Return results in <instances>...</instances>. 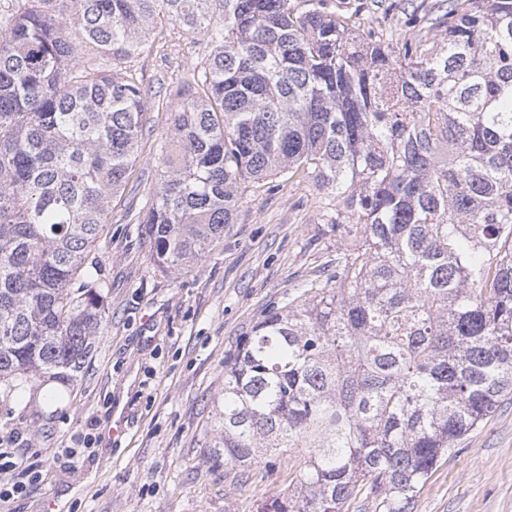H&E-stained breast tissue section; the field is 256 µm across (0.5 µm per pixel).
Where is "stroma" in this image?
Listing matches in <instances>:
<instances>
[{"mask_svg": "<svg viewBox=\"0 0 512 512\" xmlns=\"http://www.w3.org/2000/svg\"><path fill=\"white\" fill-rule=\"evenodd\" d=\"M434 0H344L362 28L411 29ZM205 56L181 34L130 67L176 90ZM167 114L149 104L138 159L113 202L98 257L109 310L92 360L57 405L26 392L0 414V438L18 432L38 477L6 512H258L288 489L287 462L247 477L218 448L224 361L271 309L336 272L354 242L330 229L335 212L314 175L249 183L233 224L202 262L164 273L140 236L160 178L153 159ZM90 447L92 455L81 454ZM412 512H512V402L439 460Z\"/></svg>", "mask_w": 512, "mask_h": 512, "instance_id": "stroma-1", "label": "stroma"}]
</instances>
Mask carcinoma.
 Returning <instances> with one entry per match:
<instances>
[{"instance_id":"carcinoma-1","label":"carcinoma","mask_w":512,"mask_h":512,"mask_svg":"<svg viewBox=\"0 0 512 512\" xmlns=\"http://www.w3.org/2000/svg\"><path fill=\"white\" fill-rule=\"evenodd\" d=\"M54 2L0 3V410L37 382L57 402L93 355L100 232L157 97L126 64L177 31L208 51L161 101L176 154L154 158L141 221L157 267L201 262L242 184L302 168L360 236L224 361V462L294 460L259 512L361 492L410 512L512 400V0L381 36L334 0Z\"/></svg>"}]
</instances>
